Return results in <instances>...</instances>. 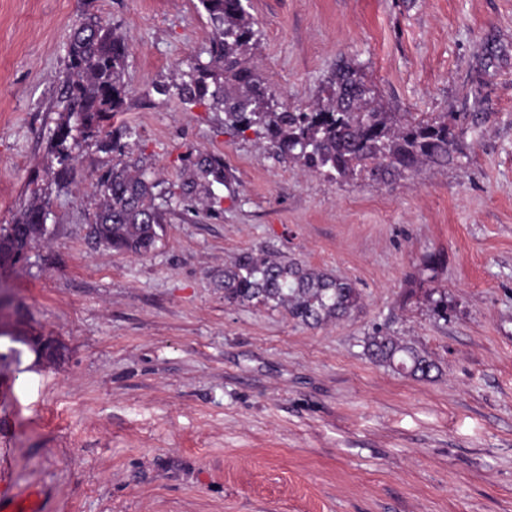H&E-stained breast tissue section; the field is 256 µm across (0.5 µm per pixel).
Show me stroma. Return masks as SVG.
I'll use <instances>...</instances> for the list:
<instances>
[{"instance_id": "stroma-1", "label": "stroma", "mask_w": 512, "mask_h": 512, "mask_svg": "<svg viewBox=\"0 0 512 512\" xmlns=\"http://www.w3.org/2000/svg\"><path fill=\"white\" fill-rule=\"evenodd\" d=\"M248 5V58L279 102L317 101L345 61L385 111L461 118L463 155L382 182L307 175L208 103L155 92L209 43L199 0H0V224L36 193L50 209L27 262L0 272L15 488L44 490L43 512H512V0ZM91 16L129 43L104 131L132 128L166 182L202 151L232 175L220 213L175 211L144 256L88 233L112 152L84 143L62 187L48 153L68 37ZM244 250L347 279L362 305L312 328L227 304ZM378 329L426 353L430 378L372 362ZM21 336L60 357L7 359Z\"/></svg>"}]
</instances>
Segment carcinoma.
Instances as JSON below:
<instances>
[{
    "mask_svg": "<svg viewBox=\"0 0 512 512\" xmlns=\"http://www.w3.org/2000/svg\"><path fill=\"white\" fill-rule=\"evenodd\" d=\"M199 2L212 25L208 61L192 66L188 79L157 87V93L185 104L210 101L224 113L226 130L238 135L253 131L266 140L274 157L292 159L310 175H363L378 181L413 172L426 162L446 164L460 152L464 128L446 120H397L371 98L350 66L336 68L325 100L304 106L278 102L244 58L260 33L247 0ZM127 53L126 37L97 17L87 18L71 33L50 142L60 181H67L76 168L81 141L98 136L102 123L120 110ZM133 135L125 127L112 137L117 160L92 184L98 199L92 223L98 242L117 253L141 256L155 248L174 207L198 200L210 209L221 208L224 197L215 187H229L231 178L222 158L201 154L193 162L192 176L176 193L163 186L144 157L127 155L121 139ZM47 207L48 201L36 194L13 223L0 225V268L12 266L26 246L22 227H31L34 236L44 234L38 224ZM224 301L282 307L306 326L341 319L360 307L359 292L350 282L251 251L224 266ZM365 347L375 362L416 378H427L436 369L427 354L390 334L374 333Z\"/></svg>",
    "mask_w": 512,
    "mask_h": 512,
    "instance_id": "obj_1",
    "label": "carcinoma"
}]
</instances>
